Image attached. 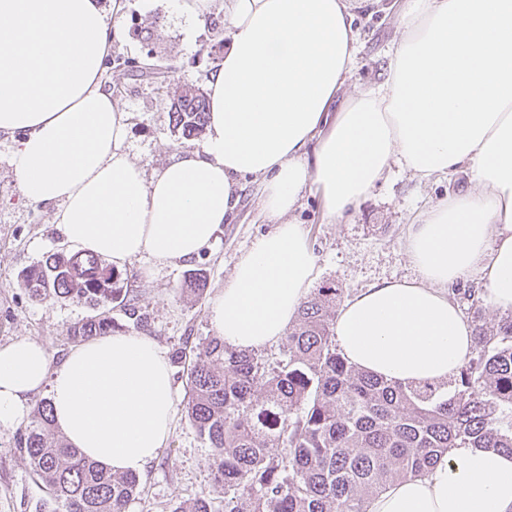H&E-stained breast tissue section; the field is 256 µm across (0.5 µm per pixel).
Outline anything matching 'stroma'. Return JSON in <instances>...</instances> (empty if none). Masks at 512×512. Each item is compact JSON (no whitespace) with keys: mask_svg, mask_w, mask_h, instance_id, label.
<instances>
[{"mask_svg":"<svg viewBox=\"0 0 512 512\" xmlns=\"http://www.w3.org/2000/svg\"><path fill=\"white\" fill-rule=\"evenodd\" d=\"M383 11L357 13L359 53L353 75L336 96L343 107L358 90L382 83L389 69L392 48L399 35L401 0H384ZM119 33L112 43V58L143 59L153 53L166 67V86L112 74V97L128 114L126 149L147 173L163 168L183 150L201 149L203 139L183 140L174 135L168 112L178 89L186 84L206 87L231 41L224 0H212L209 22L192 27L172 15L169 0H125ZM154 23L151 41L134 33L137 26ZM17 135L0 133V345L21 339L47 346L52 360H60L74 346L71 329L91 317L84 304L71 300L34 302L21 283L22 272L64 243L52 219L54 207L22 199L11 158ZM466 171L418 180L400 167H392L345 221L336 223L324 211L319 194H305L290 221L301 224L316 257L314 288L338 289L350 299L382 279H411L416 275L405 251L409 224L427 207L448 194L472 189ZM236 221L223 225L210 246L189 263L159 264L144 257L119 268V285L134 289L138 305L148 317L140 333L155 341L166 354L195 348L215 335L211 308L236 263L263 236L273 230L259 211L257 180H240ZM200 272L207 290L195 297L183 289ZM174 421L170 439L140 475L142 493L128 512H167L171 503L200 493L214 492L211 451L185 416L183 398L186 369L171 366ZM16 428L0 426V512H40L45 489L34 478L29 463L14 446Z\"/></svg>","mask_w":512,"mask_h":512,"instance_id":"1","label":"stroma"}]
</instances>
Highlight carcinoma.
<instances>
[{
    "label": "carcinoma",
    "mask_w": 512,
    "mask_h": 512,
    "mask_svg": "<svg viewBox=\"0 0 512 512\" xmlns=\"http://www.w3.org/2000/svg\"><path fill=\"white\" fill-rule=\"evenodd\" d=\"M115 68L152 78L154 65L125 60ZM208 100L194 85L173 98L169 124L180 139L200 137ZM35 301L76 299L96 314L70 339L118 328L110 306L136 327L146 314L116 287L115 269L83 252H54L23 274ZM336 289L319 288L300 306L280 357L236 350L212 336L187 370L185 413L212 452L220 496L177 501L169 512H367L370 497L392 483L425 475L449 450L512 453V317L489 329L473 311L476 356L453 389L387 381L357 370L336 348ZM47 491L43 512H128L142 492L135 473L113 474L72 448L41 399L16 435Z\"/></svg>",
    "instance_id": "carcinoma-1"
}]
</instances>
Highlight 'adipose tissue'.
Instances as JSON below:
<instances>
[{
    "label": "adipose tissue",
    "instance_id": "obj_1",
    "mask_svg": "<svg viewBox=\"0 0 512 512\" xmlns=\"http://www.w3.org/2000/svg\"><path fill=\"white\" fill-rule=\"evenodd\" d=\"M381 0H224L231 42L208 81L202 149L146 173L104 85L117 28L96 0H0V131L22 132L12 165L31 203L53 204L64 242L124 265L197 258L236 215V180H260L274 223L212 305L225 342L276 343L306 300L315 257L288 221L315 190L339 222L392 165L430 179L468 171L475 188L427 209L405 248L418 275L347 300L336 340L355 367L403 383H444L474 349L449 284L480 273L512 313V0H404L389 74L329 110L358 53L353 8ZM48 389L68 442L115 473L145 469L171 433L168 359L144 336L112 335L53 362L39 342L0 347V425ZM368 512H512V454L455 448L425 476L390 485Z\"/></svg>",
    "mask_w": 512,
    "mask_h": 512
}]
</instances>
